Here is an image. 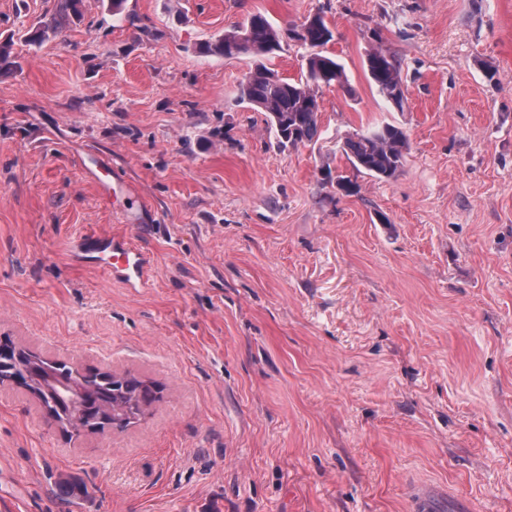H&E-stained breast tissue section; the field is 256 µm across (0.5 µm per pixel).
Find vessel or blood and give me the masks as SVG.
Masks as SVG:
<instances>
[{
    "mask_svg": "<svg viewBox=\"0 0 512 512\" xmlns=\"http://www.w3.org/2000/svg\"><path fill=\"white\" fill-rule=\"evenodd\" d=\"M70 256L94 259L98 268L110 279L128 288L149 285L152 260L133 241L125 236H86L76 239L69 249ZM411 512H435L433 491L417 485L410 489Z\"/></svg>",
    "mask_w": 512,
    "mask_h": 512,
    "instance_id": "1",
    "label": "vessel or blood"
}]
</instances>
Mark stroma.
Masks as SVG:
<instances>
[{
  "mask_svg": "<svg viewBox=\"0 0 512 512\" xmlns=\"http://www.w3.org/2000/svg\"><path fill=\"white\" fill-rule=\"evenodd\" d=\"M56 7L0 0V341L161 393L71 436L1 384L0 512H409L422 482L442 512H512V0H84L19 39ZM253 13L336 31L348 85L295 149L239 98L252 60L197 51ZM375 44L403 108L368 80ZM381 122L400 174L337 194L323 170ZM100 162L135 200L101 195ZM113 232L152 287L70 258ZM83 0H58L57 22L55 19L40 22L37 27L32 28L22 37L29 44H39L43 39L54 33L60 20L78 18L81 15V4ZM366 66L378 94L392 106L402 108L405 94L396 57L380 47H373L366 55Z\"/></svg>",
  "mask_w": 512,
  "mask_h": 512,
  "instance_id": "1",
  "label": "stroma"
}]
</instances>
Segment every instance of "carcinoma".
Listing matches in <instances>:
<instances>
[{"instance_id": "obj_1", "label": "carcinoma", "mask_w": 512, "mask_h": 512, "mask_svg": "<svg viewBox=\"0 0 512 512\" xmlns=\"http://www.w3.org/2000/svg\"><path fill=\"white\" fill-rule=\"evenodd\" d=\"M83 0H58L57 19L44 21L24 34V41L38 44L57 30V22L81 15ZM290 40L308 50L305 56V71L297 79H284L269 68L264 60L280 51L282 42ZM335 41V31L325 16L316 14L301 26L284 33L258 13L217 37L204 43L201 53L236 59L246 56L254 61V68L239 85L241 100L264 112L267 124L274 133L277 146L283 150L294 149L313 140L320 124L318 91L324 86L348 83L345 69L336 58L325 54L328 44ZM369 78L378 94L392 106L403 107L405 94L400 74V63L396 57L380 47H373L366 55ZM352 169L378 180H392L398 176L409 150L408 137L403 128L382 123L368 127L345 138L341 147ZM327 178L336 181V189L345 196L359 193L356 180L340 172L327 173ZM40 364L53 374L76 385L81 378L73 366L59 361L41 359ZM93 384L99 387V398L112 408V416L119 417L130 402L134 401L146 411L156 401V392L147 381L135 376L122 380L103 371ZM43 406L55 413L68 410L69 392L55 385L49 377L36 389Z\"/></svg>"}]
</instances>
